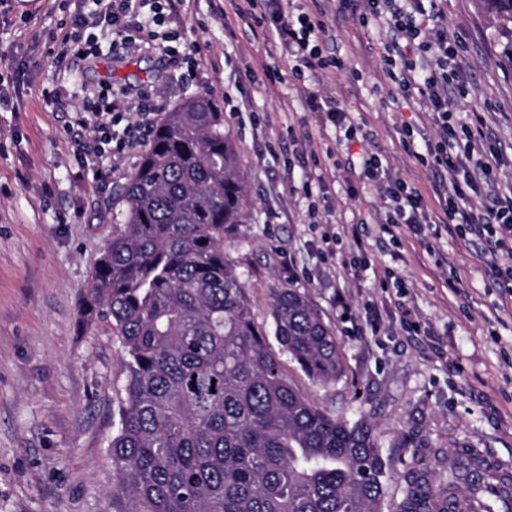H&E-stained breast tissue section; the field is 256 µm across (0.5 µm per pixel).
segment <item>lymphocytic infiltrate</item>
Masks as SVG:
<instances>
[{"label":"lymphocytic infiltrate","instance_id":"1","mask_svg":"<svg viewBox=\"0 0 512 512\" xmlns=\"http://www.w3.org/2000/svg\"><path fill=\"white\" fill-rule=\"evenodd\" d=\"M75 24L59 49L60 58L83 62L98 52L99 36H109L131 47L156 40L166 53L196 64L198 49L180 33L164 30L166 20L179 15L187 0H74ZM234 13L266 28L273 44L284 51L290 72L299 84L295 92L308 110H318L320 94L314 84L330 68L343 69L340 56L327 53L332 39L319 0L288 6L284 0H229ZM362 23L385 18L390 38L384 45L386 75L403 99H413L433 115L437 135L430 155L435 169L447 180L438 189L440 214L430 216L419 196L398 179H382L378 163H370L366 178L381 181L389 216L383 230L398 237L401 229L421 235L431 222L454 225L464 236L482 240L490 251L512 252V193H504L497 168L488 159V134L483 119L450 124L448 85L457 77L456 42L438 0H343ZM158 107L145 101L131 105L123 92L110 88L92 92L74 116L87 134L81 142L84 156L124 155L150 137Z\"/></svg>","mask_w":512,"mask_h":512}]
</instances>
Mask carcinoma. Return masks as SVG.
<instances>
[{
  "mask_svg": "<svg viewBox=\"0 0 512 512\" xmlns=\"http://www.w3.org/2000/svg\"><path fill=\"white\" fill-rule=\"evenodd\" d=\"M482 3L512 66V0ZM246 193L208 95L177 101L119 188L121 228L79 308L84 324H110L123 350L112 512H448L458 472L434 498L414 458L390 504V463L370 423L327 413L282 375L224 253ZM269 309L282 351L336 384L340 343L307 297L274 288Z\"/></svg>",
  "mask_w": 512,
  "mask_h": 512,
  "instance_id": "obj_1",
  "label": "carcinoma"
}]
</instances>
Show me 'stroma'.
<instances>
[{
	"mask_svg": "<svg viewBox=\"0 0 512 512\" xmlns=\"http://www.w3.org/2000/svg\"><path fill=\"white\" fill-rule=\"evenodd\" d=\"M225 0H190L172 22L195 41L192 75L164 52L103 40L84 70L62 80L58 104L43 88L57 78V39L71 25L64 0H9L0 9V63L14 81L0 101V512H106L112 488L108 445L118 427L125 380L121 344L108 323L89 328L79 304L102 249L118 232L115 194L142 152L84 161L72 116L87 91L109 86L175 104L206 94L224 114L248 188V219L224 244L255 318L271 327L272 289L296 288L336 332L342 376L309 380L276 338L285 376L312 402L347 420L366 418L384 455H417L429 486L442 485L454 454L475 448L512 468V299L493 269L512 253L477 258L481 244L444 225L400 241L379 231L386 219L379 185L364 176L381 160L437 210V173L423 140L427 113L394 103L384 75L385 29L337 10L332 52L347 69L329 71L324 90L363 129L347 139L322 126L296 95L269 83L286 67L252 21L224 12ZM448 32L460 40L464 94L453 118L480 114L500 177L512 186V67L481 0H442ZM248 99L251 109L232 104ZM327 174L312 196L300 188L298 151ZM106 170L98 178L94 169ZM362 248H355L354 239ZM458 282L451 291L450 282ZM413 309L406 323L405 309Z\"/></svg>",
	"mask_w": 512,
	"mask_h": 512,
	"instance_id": "obj_1",
	"label": "stroma"
}]
</instances>
